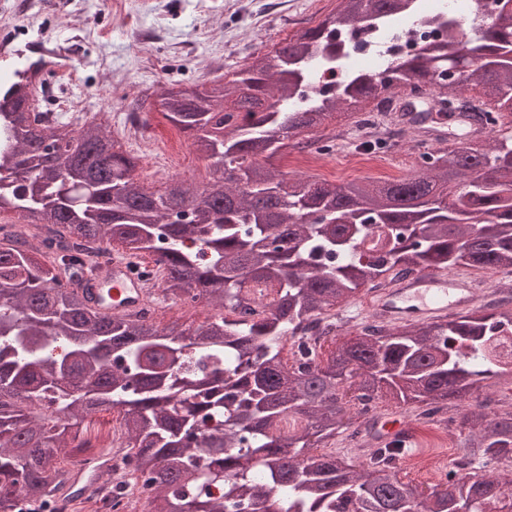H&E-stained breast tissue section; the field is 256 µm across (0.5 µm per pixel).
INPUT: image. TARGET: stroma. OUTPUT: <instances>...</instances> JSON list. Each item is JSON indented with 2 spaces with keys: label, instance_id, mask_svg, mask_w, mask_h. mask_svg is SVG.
Returning a JSON list of instances; mask_svg holds the SVG:
<instances>
[{
  "label": "stroma",
  "instance_id": "35a3bbf8",
  "mask_svg": "<svg viewBox=\"0 0 512 512\" xmlns=\"http://www.w3.org/2000/svg\"><path fill=\"white\" fill-rule=\"evenodd\" d=\"M15 0H0V80L14 70L41 60V83L36 107L54 110L62 96L75 100L79 110L112 113V134L124 149L139 156L140 182L151 191L162 189L168 165L180 159L181 173L199 182L209 178L204 160L194 153L185 133L152 107H139L143 90L195 85L226 77L244 68L253 54L266 53L298 31L299 19L315 26L306 0H156L143 13L139 0H126L125 16H115L110 0H72L81 15L73 24L61 14V0H38L35 9L17 16L7 9ZM72 77L60 85V69ZM327 146L317 164L304 175L341 184L354 179L399 180L415 173L411 161L417 149L412 129L400 126L390 173L335 165L340 155L356 152L359 134L344 113L321 131Z\"/></svg>",
  "mask_w": 512,
  "mask_h": 512
}]
</instances>
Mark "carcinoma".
<instances>
[{"label": "carcinoma", "mask_w": 512, "mask_h": 512, "mask_svg": "<svg viewBox=\"0 0 512 512\" xmlns=\"http://www.w3.org/2000/svg\"><path fill=\"white\" fill-rule=\"evenodd\" d=\"M316 26L259 53L235 79L211 81L164 116L187 132L210 178L175 176L148 192L138 159L96 112L63 121L28 110L16 95L33 63L0 84V213L52 227L49 266L21 237L0 240V512H40L65 494L71 467L109 437L96 415L123 412L134 471L151 512H479L512 490V411L466 408L462 462L420 502L396 475L401 451L384 442L362 460L311 451L353 427L352 393L417 405L435 416L494 375L512 371L495 340L512 309L474 306L444 322L359 333L313 366L291 368L283 342L307 321L376 280L426 270L512 269V137L463 135L416 174L390 183L338 186L279 174L283 141L326 129L334 110L390 101L379 73L309 90L336 65V32L362 23L391 35L420 0H341ZM396 62L391 89L412 80L450 112L465 82L432 85L440 66L466 67L486 99L512 113V9ZM406 237L364 244L375 228ZM151 256L165 298L206 300L211 320L184 330L90 306L81 272L96 250ZM273 285L259 317L244 315L249 288ZM505 467L495 472L491 463ZM221 474L211 483L206 474ZM220 486L219 497L210 496Z\"/></svg>", "instance_id": "cac0c4a2"}]
</instances>
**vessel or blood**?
Here are the masks:
<instances>
[{"label": "vessel or blood", "mask_w": 512, "mask_h": 512, "mask_svg": "<svg viewBox=\"0 0 512 512\" xmlns=\"http://www.w3.org/2000/svg\"><path fill=\"white\" fill-rule=\"evenodd\" d=\"M396 122L412 127L417 137L428 143L446 140L452 127L466 123L463 114L433 111L424 123H417L405 103H398ZM93 305L105 315H128L138 311L147 301V285L135 276L126 261L114 260L104 274L89 282L86 290ZM477 289L465 275L443 271H425L400 282L372 302L371 310L389 324L412 321L433 322L471 308ZM407 427L399 416L389 415L375 420L372 438L383 442L405 439Z\"/></svg>", "instance_id": "b4317fda"}]
</instances>
